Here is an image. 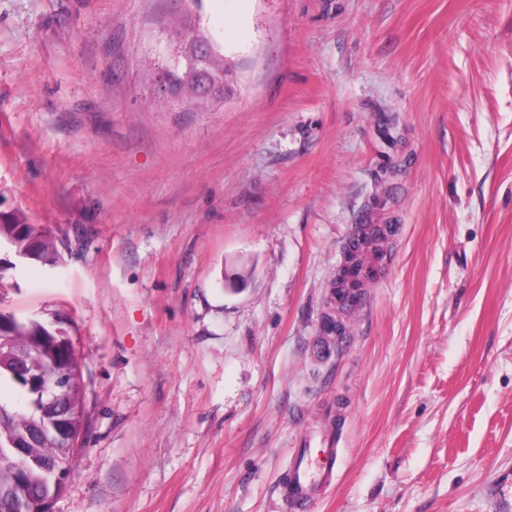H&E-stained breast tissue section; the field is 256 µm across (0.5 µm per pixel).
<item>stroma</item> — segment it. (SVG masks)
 <instances>
[{
	"instance_id": "1",
	"label": "stroma",
	"mask_w": 512,
	"mask_h": 512,
	"mask_svg": "<svg viewBox=\"0 0 512 512\" xmlns=\"http://www.w3.org/2000/svg\"><path fill=\"white\" fill-rule=\"evenodd\" d=\"M177 22L209 111L160 89ZM0 208L64 256L0 267L84 380L51 512H284L324 435L311 512H512V0H0ZM182 68L175 73V88L171 97H183L188 95L195 101L196 108L200 112H206L211 98L224 95V55L217 50L209 38L199 30L192 29L180 31ZM207 41L210 43L211 54L206 60L195 58V48L198 43ZM206 97L197 98L194 88ZM179 94H182L179 96ZM331 446L320 448L323 458L315 467L308 462L304 453L299 455L280 487V496L290 512L311 510L315 498L320 495V488L332 481L336 457L333 441Z\"/></svg>"
}]
</instances>
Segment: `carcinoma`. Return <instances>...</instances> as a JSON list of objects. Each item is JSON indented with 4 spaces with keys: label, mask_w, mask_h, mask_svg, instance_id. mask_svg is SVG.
<instances>
[{
    "label": "carcinoma",
    "mask_w": 512,
    "mask_h": 512,
    "mask_svg": "<svg viewBox=\"0 0 512 512\" xmlns=\"http://www.w3.org/2000/svg\"><path fill=\"white\" fill-rule=\"evenodd\" d=\"M182 68L174 74L175 88L170 96L187 95L194 99L196 108L205 112L210 100L224 94V55L211 48L205 60L195 58L197 44L208 37L196 29L180 31ZM7 244L16 254H26L42 267L54 268L62 261L56 242L47 231L28 223L18 210L0 211V243ZM72 339L66 328H57L34 319L21 320L12 313L0 312V411L5 421L0 423V448L15 439L26 437L35 426L47 420L56 409L53 395L47 394L43 412L26 406L16 410L12 395L25 394L17 375L24 369L44 372L49 383L67 368L65 352ZM71 385L66 404L70 409L77 430L83 429V378L80 371H71ZM34 456L41 461L29 465L21 474L0 469V512L4 505L21 495H39L49 481L47 469L58 464H70V451L58 446L54 439L44 434L32 445Z\"/></svg>",
    "instance_id": "carcinoma-1"
}]
</instances>
